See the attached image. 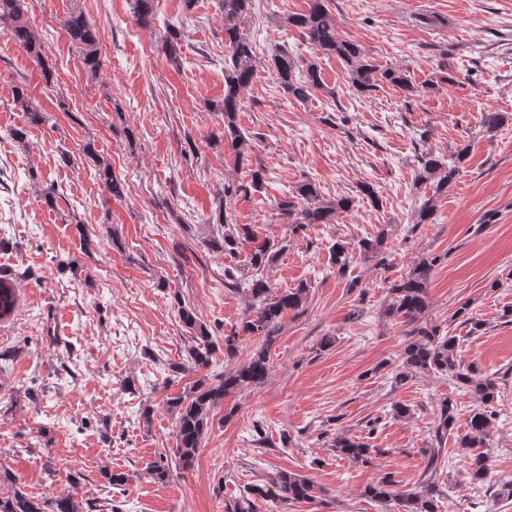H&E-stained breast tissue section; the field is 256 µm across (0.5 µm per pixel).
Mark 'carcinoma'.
Returning a JSON list of instances; mask_svg holds the SVG:
<instances>
[{"instance_id": "obj_1", "label": "carcinoma", "mask_w": 512, "mask_h": 512, "mask_svg": "<svg viewBox=\"0 0 512 512\" xmlns=\"http://www.w3.org/2000/svg\"><path fill=\"white\" fill-rule=\"evenodd\" d=\"M133 13L139 25L150 28L154 24L153 0H133ZM224 12V45L229 53L224 63V98L213 105V109L224 115V140L239 158L251 149L250 138L238 124V112L242 107L244 91L256 74V52L251 38L241 31V24L255 13L256 0H220ZM10 29L18 46L41 70L44 79H49L51 67L42 53V44L37 39L32 22L24 10V0H0V24ZM286 23L296 28L303 41L322 55L336 56L348 67L351 84L362 96H370L382 84L398 86L413 96L417 89L408 76L399 69H380L367 60L361 48L354 42L342 39L336 32V19L329 9V0H309L308 8L302 13L290 15ZM62 29L71 44L79 50L85 69L96 73L101 67L97 45V31L81 12H70L60 20ZM271 66L278 76V82L288 97L303 102L311 95V90L322 87L323 81L317 63L304 60L297 63L293 55L279 51L271 56ZM13 104L25 112L28 124L39 125L46 122L45 111L36 103L28 85L14 86ZM507 116L503 112L487 111L482 114L481 127L488 135H493L501 127ZM467 147L456 153L455 159L431 150L423 149L415 155V184L429 183L439 193L454 182L460 173ZM97 177L106 192L115 200L124 197V184L112 173L108 163H101L95 157ZM263 188L262 171H250V184L237 188H224L219 197L218 224L220 232L208 239L210 248L226 254H234L240 248L253 245L250 265L255 269L247 287L234 273L224 270V283L229 288L241 290L250 300L249 310L236 329L224 336V355L233 358L238 354L239 339L242 336L260 337V345L241 364L224 372L212 382L205 378L195 381L190 390L167 401L169 410L175 413L176 448L175 464L186 468L193 463L208 429L211 410L224 401L232 392L262 383L268 374L269 350L280 330L281 319L287 311H297L302 306L306 291L305 285L285 290L278 295L271 293V286L265 280L262 269L274 263L284 246L271 239L258 240L256 230L249 224H230L224 216V200L240 191L259 192ZM354 199L340 197L333 200L323 198L313 182H305L296 189V194L282 200L279 215L291 224L292 233L304 231L311 224H331L339 212L350 210ZM351 253L347 246L336 241L329 248V260L342 275L349 267ZM437 258L423 260L406 275L392 282L388 288L390 303L387 312L392 317H400L408 325L404 331L401 350V369L393 376V383L402 385L418 373L438 374L454 379L459 388L473 392L483 408L476 409L468 418L469 432L461 436L455 433V406L448 400L442 402L431 428L434 445L425 449L426 465L421 471L416 486L409 490L399 489V482L389 474L373 485L365 488L364 494L380 503L395 502L400 512H439L438 474L442 453L448 440H455L457 447L468 452L470 459L469 478L478 483L490 477L489 452L484 450L489 440L491 425L495 420L490 404L497 400L498 382L496 378L479 377L472 367H463L457 359L458 338L441 333L439 326L424 321V313L429 307L427 301L428 282ZM17 294L13 279L0 276V320L9 318L16 308ZM181 322L195 333L196 345L189 349L187 370L202 368L209 364L212 356V336L196 314L187 308H180ZM331 447L337 453L352 461L368 462L375 449L363 439L348 433H338ZM0 483L8 485V490L0 494V512H84L82 503L67 495L60 498H42L25 492L12 481L9 473L0 472ZM317 489L305 476L282 471L268 484L267 488L253 486L234 502L224 505V512H252L250 495L255 494L271 501L280 508L315 498Z\"/></svg>"}]
</instances>
